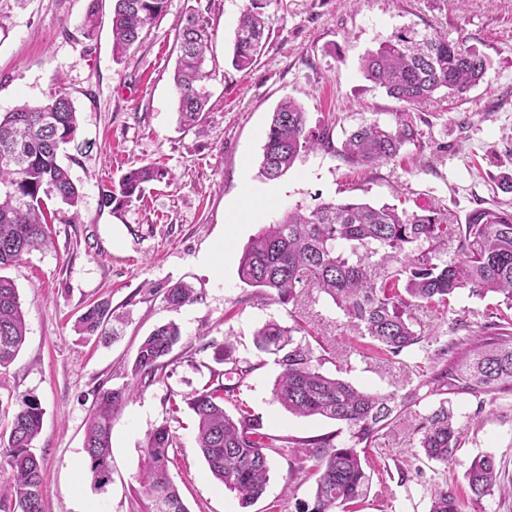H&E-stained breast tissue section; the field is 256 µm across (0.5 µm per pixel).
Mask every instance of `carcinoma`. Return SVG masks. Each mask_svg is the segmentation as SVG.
Returning <instances> with one entry per match:
<instances>
[{
	"label": "carcinoma",
	"instance_id": "obj_1",
	"mask_svg": "<svg viewBox=\"0 0 512 512\" xmlns=\"http://www.w3.org/2000/svg\"><path fill=\"white\" fill-rule=\"evenodd\" d=\"M100 0H90L82 23L93 37ZM168 0H112L113 56L121 57L140 40L144 28L158 19ZM268 37V21L260 12L246 10L235 32L232 65L252 68ZM180 55L173 81L180 122L203 130L211 73L208 20L191 8L178 31ZM490 61L483 55L448 41L435 32L404 27L367 53L361 71L369 82L385 89L408 106L426 103L440 91L449 98L464 97L485 75ZM79 128L77 110L60 85L47 101L23 103L0 115V270L46 248L56 210L49 203L77 205L78 190L69 171L58 161L59 151L73 142ZM417 139L410 123L395 127L377 121L353 129L342 146L352 164L372 165L396 157ZM330 131L307 127L306 112L291 100L272 113L263 147L262 175L283 176L303 151L328 148ZM169 172L149 164L126 172L118 188L102 195L105 207L137 201L146 185L161 182ZM457 243L454 253L448 246ZM396 266H390V263ZM239 279L254 296L294 302L325 295L346 322L369 338L384 356H397L425 340L407 309L418 303L446 305L461 290L480 299L503 297L512 308V210L478 208L462 224L437 208L421 212L394 206L374 207L348 200L324 202L312 209L298 205L275 224L264 226L244 248ZM196 299L194 290L179 284L164 292L165 302L177 308ZM112 313L107 302L89 307L79 318L78 332L93 335L106 326ZM512 319L501 315L490 324L493 332L476 340L456 341L435 351L433 365L419 373L406 392L379 394L323 371L329 358L309 343L294 339L300 324L284 326L269 321L255 332L257 346L275 355L279 367L273 396L288 412L308 418L322 416L342 424L336 433L298 442L296 473L315 478L316 489L306 512H353L368 492L370 475L364 453L378 446L381 432L394 418L428 395L479 397L512 390ZM26 337V323L14 281L0 274V374L15 360ZM181 340L177 324L156 327L141 342L132 376L154 379L164 359ZM253 366L234 365L217 372V382L205 384L183 398L195 417L196 443L212 476L234 493L241 504L259 499L266 489L270 453L279 439L263 432L259 418L242 410L230 415L224 401L231 389L222 378L233 374L235 385L245 382ZM135 387L103 390L87 420L84 451L94 485L103 489L112 479V416ZM43 408L28 395L21 399L0 432L6 453L3 462L10 483L0 486V512H43V460L33 452L40 432ZM419 445L430 460L448 463L458 448V436L448 409L418 417ZM347 434L340 443L336 439ZM173 435L157 427L143 448L138 476L136 512H189L169 476V448ZM466 478L474 500L499 484V470L491 456L472 461ZM465 502L446 488L435 491L430 512H464Z\"/></svg>",
	"mask_w": 512,
	"mask_h": 512
}]
</instances>
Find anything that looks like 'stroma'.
<instances>
[{
    "mask_svg": "<svg viewBox=\"0 0 512 512\" xmlns=\"http://www.w3.org/2000/svg\"><path fill=\"white\" fill-rule=\"evenodd\" d=\"M87 0H0V113L22 102H45L64 81L80 116L76 143L59 155L79 189L77 207L60 206L47 248L7 269L18 288L26 340L0 379V408L39 398L42 428L34 441L44 459L43 512H133L142 449L157 427L174 444L169 473L189 512H304L313 480L295 474L293 442L335 433L336 421L300 418L274 401L273 354L254 333L274 320L302 319L315 341L334 351L325 372L380 393L401 392L438 346L485 335L500 296L455 295L448 308L412 307L424 340L400 361L372 357L330 298L281 304L258 300L238 277L246 245L295 205L355 199L407 211L440 208L464 220L476 208L512 207V0H168L165 14L145 28L121 61L112 56V0L96 39L81 25ZM258 6L269 19L265 49L252 69L231 64L242 12ZM205 9L211 33V94L204 131L179 124L173 71L176 32L191 7ZM439 30L487 57L484 79L456 102L438 97L410 109L367 81L360 61L400 28ZM299 104L309 127L330 131L331 146L301 153L279 179L260 173L270 117L284 98ZM412 122L420 132L399 155L371 166L339 153L345 134L363 121ZM158 163L169 180L147 186L143 198L120 210L101 205L105 188L129 169ZM275 189L250 213L234 207L246 185ZM190 284L194 302L169 307L163 293ZM108 301L114 335L76 333L88 305ZM173 322L182 340L166 366L112 419V481L105 490L80 482L85 470L84 422L99 391L134 384L131 367L140 342ZM234 358L255 370L229 414L246 408L265 432L287 440L271 459L264 495L249 507L211 475L195 441L189 409L171 413V399L200 389L224 340ZM429 396L384 430L369 456L371 488L356 512H429L434 490L470 495L466 470L493 456L500 488L468 512H512V391L450 397L459 446L452 462L427 460L414 425L436 408Z\"/></svg>",
    "mask_w": 512,
    "mask_h": 512,
    "instance_id": "obj_1",
    "label": "stroma"
}]
</instances>
